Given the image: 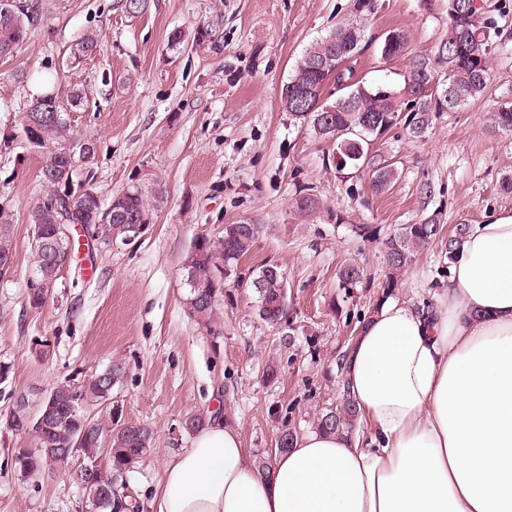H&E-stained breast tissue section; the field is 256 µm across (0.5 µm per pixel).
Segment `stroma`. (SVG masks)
Returning a JSON list of instances; mask_svg holds the SVG:
<instances>
[{
	"label": "stroma",
	"instance_id": "35a3bbf8",
	"mask_svg": "<svg viewBox=\"0 0 512 512\" xmlns=\"http://www.w3.org/2000/svg\"><path fill=\"white\" fill-rule=\"evenodd\" d=\"M43 3L15 56L0 63V218L11 226L14 255L0 275V363L10 368L0 382V417L17 395L34 404L76 371L123 362L127 376L114 401L154 440L120 481L145 507L166 461L191 445L187 416L222 412L256 461L268 463L277 409L290 407L289 422L303 434L316 409L338 403L336 362L382 295L383 239L427 219L448 230L512 210V196L499 190L512 175V136L491 121L512 100V0H484L492 43L485 94L440 116L423 141L393 129L381 149L397 178L382 193L373 192L369 172L337 171L331 147L282 108L281 87L315 39L360 16L368 46L350 63L355 79L397 84L407 61L381 59L384 34L404 29L412 52L430 50L448 30V0H148L136 14L118 0ZM202 28L208 35L200 42ZM90 32L95 53L74 55ZM74 90L87 102L69 118L93 148L75 182L106 200L141 189L151 224L122 248L76 239L70 264L36 310L28 303L36 277L30 222L44 159L24 141L22 118L33 97ZM302 188L332 218L296 221L291 203ZM245 220L264 230L227 282L217 314L198 324L184 305L183 258L197 237L221 236L225 225ZM363 226L374 236H359ZM353 260L365 279L347 292L336 274ZM266 263L286 274L288 348L281 330L260 319L250 286ZM447 283L438 240L415 253L397 296L430 303ZM271 360L280 374L270 384L263 370ZM32 445L0 427V512H74L82 490L70 475H15L13 455Z\"/></svg>",
	"mask_w": 512,
	"mask_h": 512
}]
</instances>
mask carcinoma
<instances>
[{"label":"carcinoma","mask_w":512,"mask_h":512,"mask_svg":"<svg viewBox=\"0 0 512 512\" xmlns=\"http://www.w3.org/2000/svg\"><path fill=\"white\" fill-rule=\"evenodd\" d=\"M477 0H448V32L433 49L417 54L410 60L402 82L395 87L380 89L361 82L344 84L339 68L365 47V19L336 25L325 36L306 49L295 71L281 88L282 107L293 121L317 137L336 146V168L356 174L369 170L373 186L378 191L387 189L396 179L395 164L374 149L375 143L392 128L403 125L414 140L425 137L434 120L444 112H457L481 97L490 78L492 43L488 24L475 21L463 24V15L482 14L483 6ZM39 0H0V52L9 49L15 53L26 38L29 29L41 19ZM409 45L408 33L402 29L388 31L381 44L380 55L384 60L405 55ZM336 77L340 94L332 101L323 99V92L331 77ZM84 96L72 92L67 99L54 94L39 96L27 108L29 112L44 114L35 134L23 127L30 147L45 155L41 167V180L45 194L32 211V247L36 258L38 282L54 285L62 267L52 255L38 246V236H51L54 225L95 224L106 221L97 230L101 243L106 246L125 244L133 235L129 225L140 214L150 210V204L139 189H128L117 194L122 213L112 215V205H104L84 187L76 188L73 174L80 155L74 163L52 155L48 146L64 143L80 147L66 115L81 107ZM493 127L512 132V101L501 103L492 117ZM295 216L306 221L325 211L324 204L313 193L301 189L292 202ZM327 212V211H325ZM332 215V212H327ZM262 226L252 221L224 225V234L217 240L201 236L195 240L209 265L196 274V287L188 288L185 305L188 314L199 324H208L224 295V270L237 269L239 261L250 252ZM443 228L430 221L405 224L400 231L382 243L386 269L382 284V297L394 295L399 288V276L411 263L414 253L440 238ZM468 225L457 224L448 232L445 253L453 262L456 250ZM364 267L357 261L341 266L337 272L339 287L349 290L364 277ZM257 295L259 317L271 326L286 321V304L279 301V293L286 287L284 271L277 265H265L250 283ZM127 371L123 363L111 362L107 367L89 375L67 377L53 386L46 398L54 400L56 419L42 435L33 438L34 450L26 456L35 473L45 469L81 472L74 463L92 464L102 453V448H112V462L93 475L83 477L78 484L83 499L92 504L100 490L113 485L119 470L126 472L136 467L153 444V431L140 423L125 427L96 417V427L85 437L76 450L72 441L83 429L81 416L70 411L72 399L86 407L97 408L106 400L105 386L122 384ZM340 405L322 407L314 414L313 425L321 431L349 430L360 419V411L345 388H340Z\"/></svg>","instance_id":"obj_1"}]
</instances>
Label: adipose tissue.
Listing matches in <instances>:
<instances>
[{
  "label": "adipose tissue",
  "mask_w": 512,
  "mask_h": 512,
  "mask_svg": "<svg viewBox=\"0 0 512 512\" xmlns=\"http://www.w3.org/2000/svg\"><path fill=\"white\" fill-rule=\"evenodd\" d=\"M341 362L367 437L311 430L263 472L212 414L152 512H512V212L469 228L434 304L384 299Z\"/></svg>",
  "instance_id": "obj_1"
}]
</instances>
